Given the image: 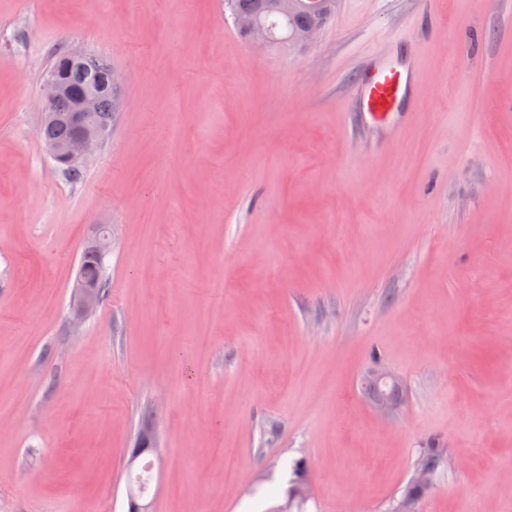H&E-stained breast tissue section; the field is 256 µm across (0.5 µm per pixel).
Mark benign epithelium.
I'll use <instances>...</instances> for the list:
<instances>
[{
  "mask_svg": "<svg viewBox=\"0 0 512 512\" xmlns=\"http://www.w3.org/2000/svg\"><path fill=\"white\" fill-rule=\"evenodd\" d=\"M234 23L239 30L248 34L249 44L255 49L265 51L272 46L268 30L259 16L238 13L234 16ZM87 58L86 51L69 48L66 50L62 67L81 63ZM60 68L56 67L48 72L42 111L44 116L48 117L55 112L57 101L68 100L69 107L65 113V119L77 129V134L67 144L47 141L45 147L59 168L75 171L95 151L107 133V126L97 116L101 95L105 93L114 97L117 107H122L121 89L124 79L119 71L112 69L86 89L75 91L64 82ZM97 306L96 285L86 278L85 270L82 269L77 274L71 298L73 325H81L93 314ZM399 386L398 378L383 367L371 371L362 381L364 394L370 399L374 410L383 416H388L395 411L397 400L393 397L392 390Z\"/></svg>",
  "mask_w": 512,
  "mask_h": 512,
  "instance_id": "benign-epithelium-1",
  "label": "benign epithelium"
}]
</instances>
